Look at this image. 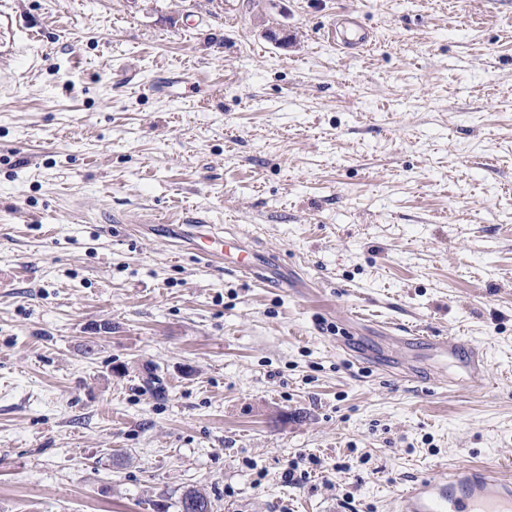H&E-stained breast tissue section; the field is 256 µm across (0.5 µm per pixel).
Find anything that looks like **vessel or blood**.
I'll use <instances>...</instances> for the list:
<instances>
[{"instance_id": "b4317fda", "label": "vessel or blood", "mask_w": 512, "mask_h": 512, "mask_svg": "<svg viewBox=\"0 0 512 512\" xmlns=\"http://www.w3.org/2000/svg\"><path fill=\"white\" fill-rule=\"evenodd\" d=\"M28 30V25L0 10V32L10 36L9 43L0 47V82L11 75L14 40ZM428 343L466 374L480 375V388H491L490 376L483 373L485 361L474 346L451 336H432ZM396 512H512V480L484 468L462 465L448 475L426 477L403 488L396 498Z\"/></svg>"}]
</instances>
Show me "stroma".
I'll return each instance as SVG.
<instances>
[{"mask_svg": "<svg viewBox=\"0 0 512 512\" xmlns=\"http://www.w3.org/2000/svg\"><path fill=\"white\" fill-rule=\"evenodd\" d=\"M7 3L40 37L0 84V512L512 477V0ZM193 221L283 287L198 259ZM411 337L427 341L440 357L448 358L453 364L464 369L466 374L471 376L479 374L485 367V361L479 350L452 336L444 338H438L439 336Z\"/></svg>", "mask_w": 512, "mask_h": 512, "instance_id": "obj_1", "label": "stroma"}]
</instances>
